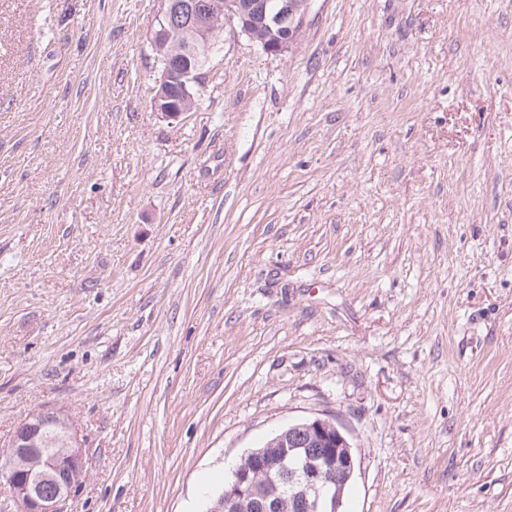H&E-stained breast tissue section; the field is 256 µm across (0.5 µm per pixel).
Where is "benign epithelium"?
<instances>
[{"label": "benign epithelium", "instance_id": "1", "mask_svg": "<svg viewBox=\"0 0 512 512\" xmlns=\"http://www.w3.org/2000/svg\"><path fill=\"white\" fill-rule=\"evenodd\" d=\"M310 0H161L150 41L163 61L152 106L164 119L178 120L192 111L204 88L203 63L218 33L229 24L265 53L281 55L295 46L304 29ZM306 433L299 442L296 432ZM12 453L0 468L9 486V512H64L87 466V451L75 426L63 419V434L51 438L34 416L19 425ZM255 467L273 478L263 490L249 474L233 468L224 481L222 509L236 512L243 501L258 512H277L280 490L291 492L298 512H339L336 494L325 490L327 472L354 473L347 437L329 419L315 417L280 430L267 446L251 450ZM56 487L53 495L43 488Z\"/></svg>", "mask_w": 512, "mask_h": 512}]
</instances>
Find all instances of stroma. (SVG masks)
Segmentation results:
<instances>
[{
  "mask_svg": "<svg viewBox=\"0 0 512 512\" xmlns=\"http://www.w3.org/2000/svg\"><path fill=\"white\" fill-rule=\"evenodd\" d=\"M160 0H0V455L61 409L66 512H208L332 419L343 512H512V0H311L151 107Z\"/></svg>",
  "mask_w": 512,
  "mask_h": 512,
  "instance_id": "obj_1",
  "label": "stroma"
}]
</instances>
